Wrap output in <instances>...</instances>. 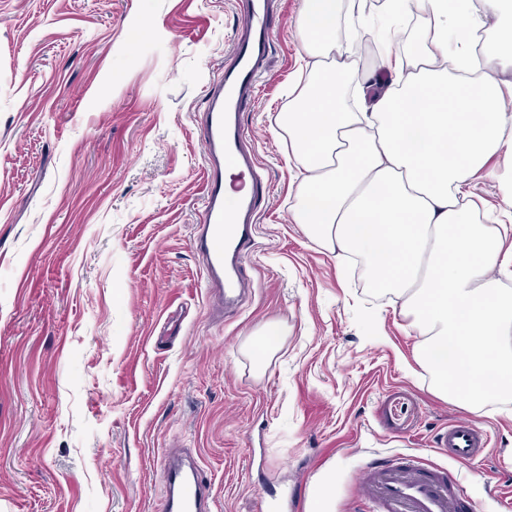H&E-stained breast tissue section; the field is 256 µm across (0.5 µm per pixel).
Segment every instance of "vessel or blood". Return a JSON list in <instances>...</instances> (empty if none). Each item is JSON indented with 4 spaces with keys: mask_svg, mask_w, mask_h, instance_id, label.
<instances>
[{
    "mask_svg": "<svg viewBox=\"0 0 512 512\" xmlns=\"http://www.w3.org/2000/svg\"><path fill=\"white\" fill-rule=\"evenodd\" d=\"M272 16L273 0H244L233 56L213 84L201 119L207 172L194 243L203 260L206 294L217 310L245 285L240 263L250 248L262 176L249 159L241 116L256 99ZM242 166L253 190L226 200L224 171ZM436 445L448 449L455 465L467 466L482 454L485 440L474 425L453 422ZM354 482L367 512H462L463 488L457 475L424 461L375 462L359 472ZM165 502L167 512H208L210 508L209 489L185 449L165 455Z\"/></svg>",
    "mask_w": 512,
    "mask_h": 512,
    "instance_id": "obj_1",
    "label": "vessel or blood"
}]
</instances>
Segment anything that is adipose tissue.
Segmentation results:
<instances>
[{"mask_svg":"<svg viewBox=\"0 0 512 512\" xmlns=\"http://www.w3.org/2000/svg\"><path fill=\"white\" fill-rule=\"evenodd\" d=\"M362 0H303L306 81L282 125L298 163L295 220L337 258L355 256L396 298L419 340L417 361L441 397L469 410L512 401V268L500 227L483 223L478 173L512 160V22L505 0H385L379 31L418 13L405 55L385 54L364 109L343 16Z\"/></svg>","mask_w":512,"mask_h":512,"instance_id":"adipose-tissue-1","label":"adipose tissue"}]
</instances>
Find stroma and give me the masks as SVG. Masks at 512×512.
I'll use <instances>...</instances> for the list:
<instances>
[{
	"mask_svg": "<svg viewBox=\"0 0 512 512\" xmlns=\"http://www.w3.org/2000/svg\"><path fill=\"white\" fill-rule=\"evenodd\" d=\"M302 0H275L243 116L269 186L241 308L216 317L194 248L206 88L237 0H0V512H164L191 449L217 512H364L354 472L486 431L474 512L512 492V404L471 412L411 376L391 296L292 219L281 122L304 79ZM285 334L256 368L246 345ZM453 467V466H452Z\"/></svg>",
	"mask_w": 512,
	"mask_h": 512,
	"instance_id": "obj_1",
	"label": "stroma"
}]
</instances>
